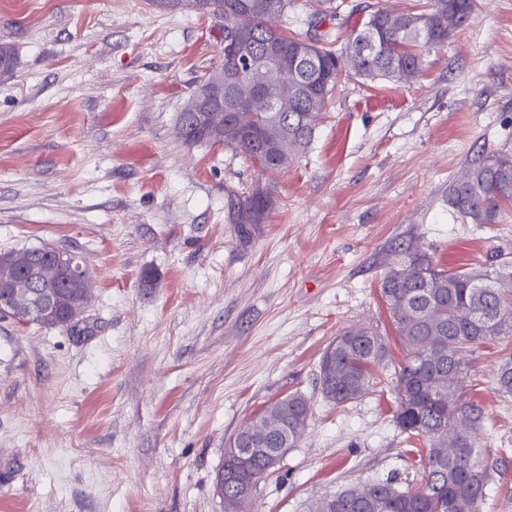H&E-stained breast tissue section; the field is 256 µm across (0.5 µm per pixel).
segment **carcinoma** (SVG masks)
Listing matches in <instances>:
<instances>
[{
    "label": "carcinoma",
    "mask_w": 512,
    "mask_h": 512,
    "mask_svg": "<svg viewBox=\"0 0 512 512\" xmlns=\"http://www.w3.org/2000/svg\"><path fill=\"white\" fill-rule=\"evenodd\" d=\"M294 0H193L204 14L224 20V29L248 13V35L278 47L285 59L309 56L310 66L291 74L301 97L274 84L267 100L251 112L229 110L210 115V126L197 129L180 112L177 129L182 143L224 145L274 175L287 168L297 152L312 141L318 120L343 69L370 80H409L422 69L420 48L431 42L442 47L453 33L471 21L473 0H427L423 8L394 14L372 12L341 48L325 32L306 50L302 38L273 25L272 12L283 15ZM15 49L0 43V75L18 69ZM220 76L224 86L244 80L238 70L234 43L224 40V54L203 74L190 97H196L208 78ZM270 196L257 187L237 203L241 223H259ZM448 203L473 224H497L512 209V152L482 153L448 189ZM83 265L78 253L50 243L0 251V318L30 323L13 295L37 301L42 292L53 297L47 327L79 331L90 288L87 278H75ZM381 292L392 311L397 331L407 348L404 363L389 377L373 372L385 350L379 336L367 328L343 331L327 346L319 363L318 385L323 397L337 406L361 396L372 385L385 383L395 394L397 426L424 440L420 483L405 490L391 481L345 489L329 512H479L488 482L487 468L472 429L480 420L475 405L462 397L463 357L476 344L512 336V260L489 268L445 270L431 256L405 251L398 266L383 277ZM498 390L512 394V356L497 373ZM310 403L291 393L268 403L248 427L264 443L269 456L257 459L242 476L237 457L224 451V512H247L253 491L273 472L282 454L283 438L294 444L306 429Z\"/></svg>",
    "instance_id": "carcinoma-1"
}]
</instances>
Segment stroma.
<instances>
[{"label":"stroma","instance_id":"1","mask_svg":"<svg viewBox=\"0 0 512 512\" xmlns=\"http://www.w3.org/2000/svg\"><path fill=\"white\" fill-rule=\"evenodd\" d=\"M423 3L345 0L321 24L320 0H295L278 24L346 36L371 11ZM1 41L20 65L0 77V250L54 242L93 284L78 333L0 320V512H224L225 446L294 392L307 428L252 512L416 486L423 443L396 426L393 396L330 404L318 365L350 327L402 361L380 285L406 246L448 270L512 258V215L466 224L448 203L470 160L512 151V0H476L411 82L343 74L313 141L273 176L176 133L221 19L167 0H0ZM259 185L273 204L238 228L235 203ZM509 353L512 336L465 357L489 472L480 512H512Z\"/></svg>","mask_w":512,"mask_h":512}]
</instances>
